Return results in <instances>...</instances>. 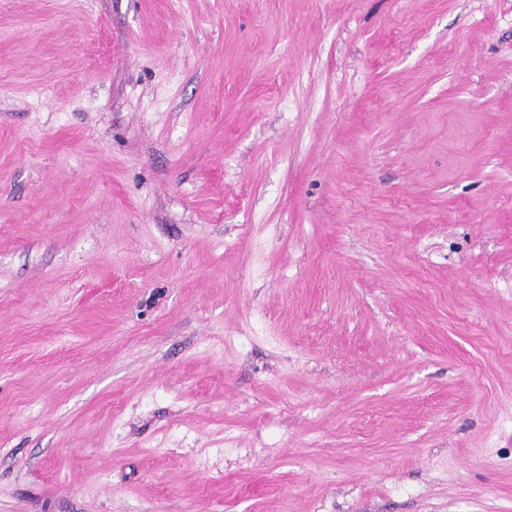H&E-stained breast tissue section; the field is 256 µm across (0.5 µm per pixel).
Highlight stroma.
<instances>
[{
    "label": "stroma",
    "mask_w": 512,
    "mask_h": 512,
    "mask_svg": "<svg viewBox=\"0 0 512 512\" xmlns=\"http://www.w3.org/2000/svg\"><path fill=\"white\" fill-rule=\"evenodd\" d=\"M0 512H512V0H0Z\"/></svg>",
    "instance_id": "obj_1"
}]
</instances>
